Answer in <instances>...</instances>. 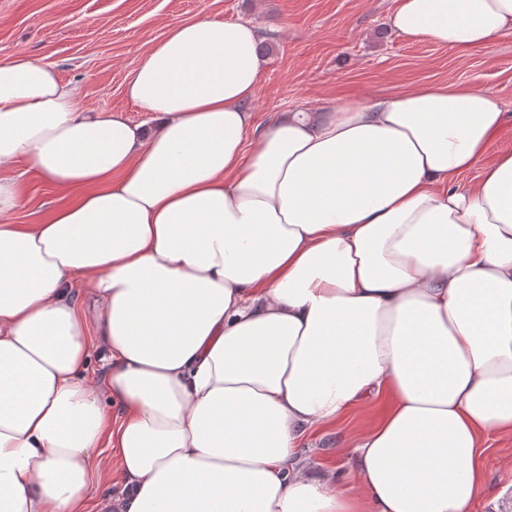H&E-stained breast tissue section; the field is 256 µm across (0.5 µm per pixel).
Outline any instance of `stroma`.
I'll use <instances>...</instances> for the list:
<instances>
[{
  "mask_svg": "<svg viewBox=\"0 0 512 512\" xmlns=\"http://www.w3.org/2000/svg\"><path fill=\"white\" fill-rule=\"evenodd\" d=\"M397 0H0V58L31 56L76 84L88 110H115L151 122L124 88L144 53L166 31L196 19L248 21L273 47L251 108L259 123L283 112H324L430 83L462 82L491 91L512 112V35L465 54L394 33ZM15 181L19 207L6 224H39L67 199L35 174L0 170ZM387 395L362 400L332 426L314 429L301 448L311 468L350 474L339 449L382 418ZM482 459L488 490L474 512H512V436H495Z\"/></svg>",
  "mask_w": 512,
  "mask_h": 512,
  "instance_id": "35a3bbf8",
  "label": "stroma"
}]
</instances>
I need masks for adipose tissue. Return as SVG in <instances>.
I'll use <instances>...</instances> for the list:
<instances>
[{"label": "adipose tissue", "mask_w": 512, "mask_h": 512, "mask_svg": "<svg viewBox=\"0 0 512 512\" xmlns=\"http://www.w3.org/2000/svg\"><path fill=\"white\" fill-rule=\"evenodd\" d=\"M389 26L464 53L512 33V0H399ZM260 39L171 27L125 87L150 127L0 59V166L76 192L0 224V512H471L485 492L488 440L512 435V151L483 160L505 105L426 84L261 125ZM382 391L352 482L303 463L309 430ZM108 450L120 494L94 501Z\"/></svg>", "instance_id": "obj_1"}]
</instances>
